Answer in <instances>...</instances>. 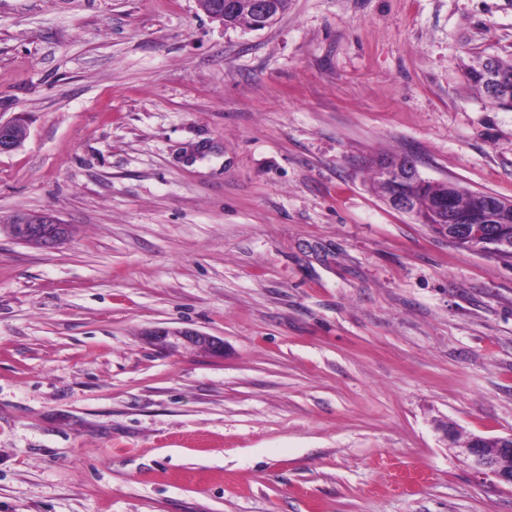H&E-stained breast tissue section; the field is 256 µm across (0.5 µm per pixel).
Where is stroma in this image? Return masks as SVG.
<instances>
[{"mask_svg": "<svg viewBox=\"0 0 512 512\" xmlns=\"http://www.w3.org/2000/svg\"><path fill=\"white\" fill-rule=\"evenodd\" d=\"M487 54L512 0H0V512H512L437 428L512 434V266L368 168L512 200ZM42 212L65 244L3 226ZM231 3L226 5L227 9L242 8L247 12H252L260 16L262 21H270L276 19L278 6L275 0H226ZM198 8L206 14L211 20L217 21L224 25L225 28H237L247 26L253 29H262L267 25L257 27L258 18L252 13H231L224 12V0H196ZM474 67L480 71L484 76V81L487 83L488 94L493 98V102L498 105L500 100L496 99L499 95L498 91H503L505 85H508L512 79L501 72H498L495 67V57H475L473 59ZM28 137V126L22 116L0 120V154L20 149ZM415 167L416 175L413 178L417 179L420 184L425 185L428 180L423 178L417 170L415 164L404 160L402 157L386 161L378 169L379 177L382 182L387 185L388 193L384 199L389 206L402 211L418 219V204L415 198H406L398 194V186L400 183L406 181L411 176L412 172L408 171L409 168ZM150 336H153L156 344L166 350H175L182 345H190L212 355H222L224 352V342L221 339L192 330L158 329L153 331Z\"/></svg>", "mask_w": 512, "mask_h": 512, "instance_id": "35a3bbf8", "label": "stroma"}]
</instances>
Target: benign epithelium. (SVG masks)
I'll use <instances>...</instances> for the list:
<instances>
[{"label":"benign epithelium","instance_id":"7a95c632","mask_svg":"<svg viewBox=\"0 0 512 512\" xmlns=\"http://www.w3.org/2000/svg\"><path fill=\"white\" fill-rule=\"evenodd\" d=\"M198 8L211 20L224 23V9L242 8L260 16L263 21L274 20L278 17V6L275 0H231L224 4V0H196ZM474 67L484 76L487 83L488 94L494 98L504 86L512 82V78L497 71L495 57H476L473 59ZM28 137V126L25 119L16 116L7 121H0V154L10 153L20 149ZM413 163L397 158L388 160L378 169L379 177L387 185L388 193L385 198L387 204L402 210L407 214L418 217V204L415 198H406L398 194L400 183L414 177L421 184L426 179L421 174L411 175L409 168ZM465 192V188L448 184V193L434 199L433 212L437 226L442 235L457 243L462 237L474 243H491V250L499 253L512 252V232L501 231L490 237L485 236L483 225L507 224L508 216L512 213V204L484 201L473 207L465 208L458 204L457 198ZM20 224L22 241L30 242L44 249H54L64 243L68 237V226L56 221L54 224H41L36 219L24 218L20 221L12 218L7 227ZM156 344L166 350H175L182 345L203 350L212 355H221L224 352V342L213 336L199 334L192 330L170 331L158 329L151 333ZM443 436L452 447H460V453L469 462L475 472L494 476L501 483L512 487V434L499 438L494 447L485 446L486 439L479 436L468 437L463 444H458L459 433L450 425L442 428Z\"/></svg>","mask_w":512,"mask_h":512}]
</instances>
